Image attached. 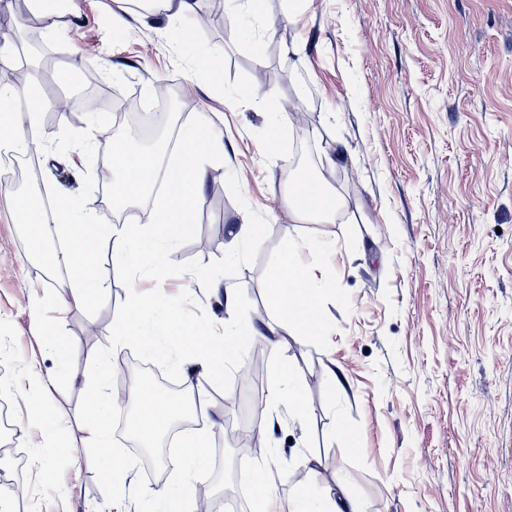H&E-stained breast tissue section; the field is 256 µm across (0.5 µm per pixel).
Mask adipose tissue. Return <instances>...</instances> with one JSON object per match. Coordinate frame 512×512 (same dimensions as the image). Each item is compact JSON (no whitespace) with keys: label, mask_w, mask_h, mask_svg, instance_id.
I'll return each instance as SVG.
<instances>
[{"label":"adipose tissue","mask_w":512,"mask_h":512,"mask_svg":"<svg viewBox=\"0 0 512 512\" xmlns=\"http://www.w3.org/2000/svg\"><path fill=\"white\" fill-rule=\"evenodd\" d=\"M21 96L16 88L0 87V144L23 153L31 140L44 139L41 115V99H33L28 109H20ZM183 162L171 178L165 200L157 211L161 224L175 223L176 219L191 213L196 198L205 181L206 171L202 161L203 151L221 152L223 141L217 125L209 114L187 129L181 139ZM129 150L128 143L116 141L112 144L115 159L121 165L112 182V202L124 205L147 195L153 186L146 175L157 168L153 156H142L137 165L124 164ZM23 224L35 239H42L50 226L65 227L72 236L62 255L70 272L69 301L77 306H86L102 295L107 285L94 275V254L98 238L94 232L97 218L93 209L75 205H63L52 211L30 208L19 213ZM112 253L118 260H134L138 268L161 277L164 268V252L158 238L150 236L141 228L130 225L108 232ZM302 244L289 246L287 255L271 267L267 280L270 301L281 308L285 325L303 331L310 336L319 335L325 321L320 305L321 290L316 275L305 269L297 260ZM188 313H179L177 318L165 319L153 328V341L148 342L154 354L166 357L176 355L178 364L192 362L204 368L214 377H223L225 371L236 363V348L242 337V329L235 315L224 321V333L220 336L197 331L185 335L182 327L190 323ZM16 397L25 407V423L36 432L32 458L35 465H42L45 457L70 458L74 448L66 429H63L54 412L48 391L34 367H27L15 388ZM92 408L83 423L84 442L87 447L98 449L102 461V473L107 479H116L122 469L114 465L116 454L112 446V434L108 416L113 400L101 385L90 387ZM138 414L135 427L142 437H158L173 421L178 406L164 396L143 392L135 394ZM339 495H315L299 490L291 499L289 512H365L360 499L344 493V477H337Z\"/></svg>","instance_id":"obj_1"}]
</instances>
